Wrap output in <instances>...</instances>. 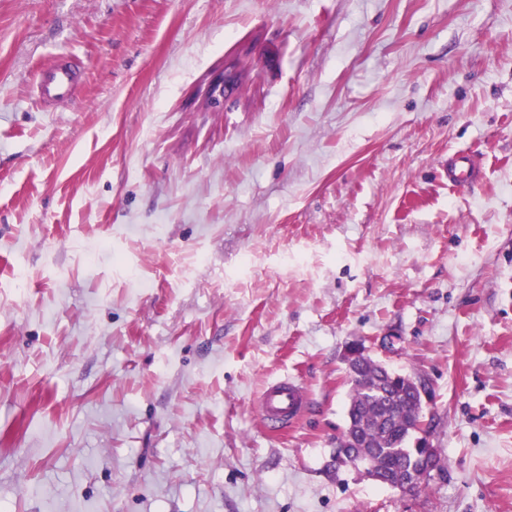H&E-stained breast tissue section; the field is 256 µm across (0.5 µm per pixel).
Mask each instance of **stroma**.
<instances>
[{"label": "stroma", "instance_id": "1", "mask_svg": "<svg viewBox=\"0 0 512 512\" xmlns=\"http://www.w3.org/2000/svg\"><path fill=\"white\" fill-rule=\"evenodd\" d=\"M353 343L417 492L329 468ZM0 512H512V0H0ZM81 80L73 65L57 60L41 68L35 80L38 99L46 105H57L69 101ZM475 165L469 156H459L448 161V182L454 184L473 183ZM308 403L304 387L296 380L284 377L264 388L257 409L267 427L282 428L296 420Z\"/></svg>", "mask_w": 512, "mask_h": 512}]
</instances>
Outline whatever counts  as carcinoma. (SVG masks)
I'll return each mask as SVG.
<instances>
[{
    "label": "carcinoma",
    "instance_id": "1",
    "mask_svg": "<svg viewBox=\"0 0 512 512\" xmlns=\"http://www.w3.org/2000/svg\"><path fill=\"white\" fill-rule=\"evenodd\" d=\"M348 425L338 438L344 449L339 465L365 460L369 474L390 487L399 473L415 477L410 491L421 488L427 470L442 469L438 452L429 455L409 442L419 428L423 403L403 377L364 354L349 366Z\"/></svg>",
    "mask_w": 512,
    "mask_h": 512
}]
</instances>
